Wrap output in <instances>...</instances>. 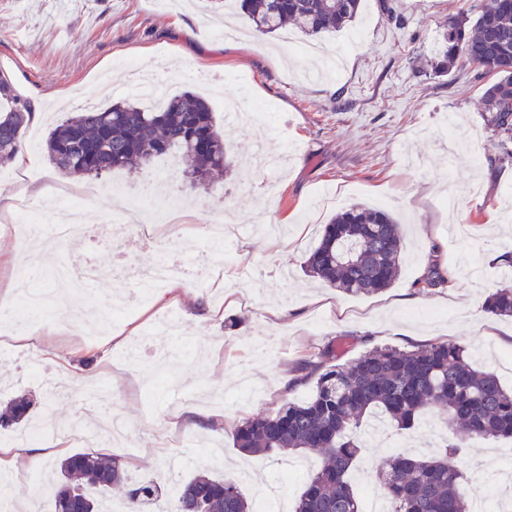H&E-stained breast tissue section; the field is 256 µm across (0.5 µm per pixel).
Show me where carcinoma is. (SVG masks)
Listing matches in <instances>:
<instances>
[{
    "label": "carcinoma",
    "instance_id": "carcinoma-1",
    "mask_svg": "<svg viewBox=\"0 0 512 512\" xmlns=\"http://www.w3.org/2000/svg\"><path fill=\"white\" fill-rule=\"evenodd\" d=\"M255 34L273 35L295 25L307 36L334 33L357 18L361 0H233ZM444 49L431 61L436 74L451 73L462 58L491 77L483 93L488 124L499 149L497 161L512 162V0H487L469 24L452 19L443 33ZM11 102L0 113V167L22 150L29 119L27 103L15 98L0 76V100ZM44 149L49 161L68 174L99 177L113 170L133 172L163 155L176 156L190 187L209 185L213 172H231L230 145L217 128L212 107L184 91L159 107L116 102L86 108L57 125ZM402 237L397 220L385 210L354 204L334 215L305 268L348 295H371L389 288L397 275ZM448 283L433 267L414 287L429 291ZM487 312L512 317V286L491 293ZM336 345L301 360L291 390L315 376V391L302 403L286 402L276 412L249 419L235 431L236 446L254 456L274 451H312L321 464L297 500L294 512H363L351 483L359 457L357 430L370 415L409 430L425 414L443 411L448 426L460 424L433 454H395L375 471L391 512H470L462 491V448L471 438L512 440V389L471 360L467 348L433 341L406 351L374 348L347 364H337ZM31 409L25 396L0 412V426L17 424ZM54 512H103L102 498L113 485L127 482L120 461L78 452L58 464ZM161 497L154 482L127 490L129 512ZM174 512H253L236 479L199 472L174 491Z\"/></svg>",
    "mask_w": 512,
    "mask_h": 512
}]
</instances>
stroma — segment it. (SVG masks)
<instances>
[{"label": "stroma", "mask_w": 512, "mask_h": 512, "mask_svg": "<svg viewBox=\"0 0 512 512\" xmlns=\"http://www.w3.org/2000/svg\"><path fill=\"white\" fill-rule=\"evenodd\" d=\"M480 2L391 0L398 25L379 0H363L348 29L319 38L326 53L343 58L340 71L319 78L322 59L302 53L308 36L296 34L291 44L280 34L254 39L234 7L216 12L207 0H0V75L46 114L24 129L26 164L0 171V251L20 250L15 264L0 268V325L19 322L6 311L3 288L22 276L56 288L50 273L70 260L104 271L84 291L96 302L131 298L139 283L118 275L119 263L140 268L159 247L196 269L214 250L200 237L173 247V228L187 211L201 224L222 215L237 225L224 252L239 259L225 266L222 281L190 279L188 293L164 291L106 325L73 312L29 323L38 351L58 353L67 368L45 357L32 374L16 341L0 340V403L24 394L37 415L52 400L69 453L118 458L130 483L153 481L168 491L202 469L220 478L245 468L251 480L239 488L246 498L263 484L292 502L319 457L254 459L237 448L234 432L282 402L308 400L313 384L287 390L280 382L328 343L342 364L377 347L455 342L512 388V373L501 368L512 356V319L484 309L490 293L512 285V269L497 260L512 249V163L495 160L475 65L460 61L444 76L430 67L449 19L475 17ZM220 20L242 37H220ZM138 73L157 77L164 96L189 90L207 99L221 129L225 101L264 112L235 130L232 171L216 175L214 188L188 190L180 174L158 164L96 178L63 174L47 158L43 144L64 119L138 100ZM59 90L70 91L68 102L55 100ZM155 180L179 206L154 237L116 245L82 236L34 266L26 253L37 241L7 230L20 201L48 225L64 196H90V221L122 220L136 189ZM328 189L343 206H381L399 217L404 260L387 290L349 296L306 272V255L338 208L320 205ZM435 266L449 272L448 284L417 291L414 281ZM234 317L242 325L225 331ZM178 407L186 410L183 423L169 428ZM115 412L128 423V439L110 448L103 425ZM447 432L439 414L391 437L370 432L360 458L378 467L393 453L390 438L432 450ZM52 462L37 460L36 480L19 485L0 473L7 500L31 501L39 489L52 494Z\"/></svg>", "instance_id": "1"}]
</instances>
